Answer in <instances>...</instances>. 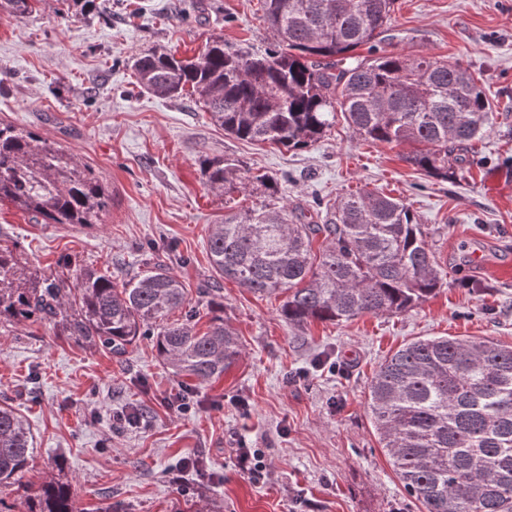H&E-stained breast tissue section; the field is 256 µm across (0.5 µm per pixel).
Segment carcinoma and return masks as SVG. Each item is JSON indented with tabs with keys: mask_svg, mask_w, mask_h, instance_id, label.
Wrapping results in <instances>:
<instances>
[{
	"mask_svg": "<svg viewBox=\"0 0 512 512\" xmlns=\"http://www.w3.org/2000/svg\"><path fill=\"white\" fill-rule=\"evenodd\" d=\"M40 0H0L20 16ZM396 0H264L274 42L242 51L215 37L198 54L151 50L132 64L137 86L157 97L202 105L238 139L307 148L342 114L362 140L409 144L406 160L448 180L493 125L478 77L458 63L382 46ZM371 45L374 57L353 51ZM207 186L250 179L235 159L201 161ZM264 200L230 210L208 229L215 273L254 294L281 293V316L302 327L366 314L405 313L440 288L443 271L423 225L403 200L369 190L340 197L322 224L279 196L277 180L257 176ZM0 203L37 224L102 223L112 193L87 166L33 131L0 123ZM323 235L321 250L313 241ZM210 325L166 323L186 303L166 265L149 263L129 279L78 270L45 277L0 248V322L37 317L68 336L120 357L149 336L177 376L216 381L242 358L213 289ZM368 413L404 490L425 512H512V345L492 339L417 338L386 357L369 385ZM26 421L0 404V487L19 483L32 455ZM26 512H78L71 484L51 478Z\"/></svg>",
	"mask_w": 512,
	"mask_h": 512,
	"instance_id": "carcinoma-1",
	"label": "carcinoma"
}]
</instances>
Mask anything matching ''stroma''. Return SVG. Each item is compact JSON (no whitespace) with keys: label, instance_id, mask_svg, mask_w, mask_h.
I'll list each match as a JSON object with an SVG mask.
<instances>
[{"label":"stroma","instance_id":"obj_1","mask_svg":"<svg viewBox=\"0 0 512 512\" xmlns=\"http://www.w3.org/2000/svg\"><path fill=\"white\" fill-rule=\"evenodd\" d=\"M271 43L263 0H39L0 14V122L30 129L91 166L116 198L102 224H37L0 205V246L52 275L92 268L127 278L159 259L188 301L170 323L206 330L199 288L219 281L224 320L244 355L218 382L174 375L150 337L121 357L56 335L48 321L0 324V402L27 420L35 452L21 485L0 489L10 512L46 474L63 471L79 512H423L379 445L368 384L385 356L425 336L512 344V0H397L386 47L459 63L498 102L494 129L453 181L423 175L404 146L360 140L344 120L289 150L225 135L188 100L139 92L132 57H190L212 37ZM243 161L277 179L291 206L322 221L339 196L379 190L402 199L429 234L446 283L403 314L294 327L283 295L218 280L207 228L262 191L210 190L203 156ZM186 399L189 411L177 408ZM136 425L117 424L129 408ZM262 453L263 474L238 470V447Z\"/></svg>","mask_w":512,"mask_h":512}]
</instances>
